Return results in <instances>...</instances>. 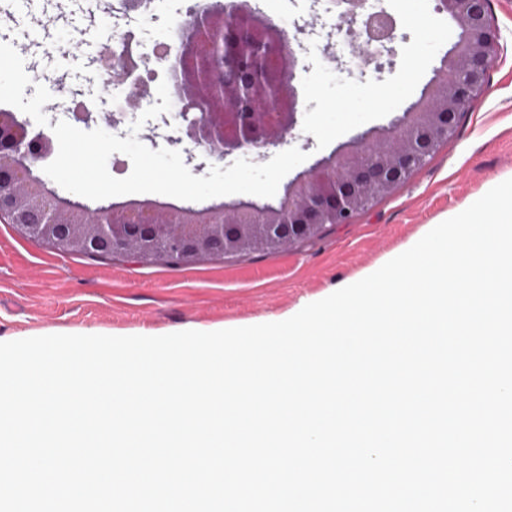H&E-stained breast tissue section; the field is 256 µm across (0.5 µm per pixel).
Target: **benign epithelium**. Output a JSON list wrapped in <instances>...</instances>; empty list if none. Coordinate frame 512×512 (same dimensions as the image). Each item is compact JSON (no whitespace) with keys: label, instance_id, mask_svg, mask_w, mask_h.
<instances>
[{"label":"benign epithelium","instance_id":"benign-epithelium-1","mask_svg":"<svg viewBox=\"0 0 512 512\" xmlns=\"http://www.w3.org/2000/svg\"><path fill=\"white\" fill-rule=\"evenodd\" d=\"M489 0H437L460 30L458 40L420 98L386 126L368 129L309 169L297 174L273 201L232 200L201 208L159 204L153 200L111 202L91 208L57 196L34 168L48 155L29 139L45 142L50 132H34L12 112H0V221L24 234L67 248L93 252L133 238L152 240L161 250L180 247L181 257L234 252L248 246L259 231L282 240L310 235L327 224H344L374 200L402 186L455 134L460 113L480 96L485 76L497 57V30L488 18ZM397 27L373 50L370 40L353 37L350 53L362 65L382 70L383 56L394 55ZM129 87L137 105L142 84L132 44L97 59ZM178 98L182 133L209 157L266 156L294 137L299 100L292 84L297 57L282 28L238 7L197 11L183 26L180 46L167 59ZM267 102L261 121L239 111V98ZM182 136V137H184ZM182 137H169L180 142Z\"/></svg>","mask_w":512,"mask_h":512}]
</instances>
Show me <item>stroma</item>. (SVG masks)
I'll return each instance as SVG.
<instances>
[{
  "label": "stroma",
  "instance_id": "35a3bbf8",
  "mask_svg": "<svg viewBox=\"0 0 512 512\" xmlns=\"http://www.w3.org/2000/svg\"><path fill=\"white\" fill-rule=\"evenodd\" d=\"M196 0H157L155 17L129 21L145 43L175 39ZM113 0H0V42L20 48L32 96L44 85L52 99L42 111L62 120L73 98L95 104L112 98L107 74L92 63L106 44ZM252 8L289 33L299 56L293 85L300 122L292 141L310 159L329 155L357 134L386 125L419 99L458 27L435 0H423L428 26L398 23L395 66L340 74L336 29L326 0H250ZM499 33L498 58L477 102L459 119L455 136L439 147L404 186L330 224L319 237L273 253L229 262L191 260L180 267L146 265L125 256L93 259L21 236L0 223V342L53 334L160 336L252 326L293 311L302 299L326 297L366 269L428 233L496 178L512 177V0H490ZM323 52L312 54V39ZM174 112L147 121L138 138L148 148H176L189 170L204 160L179 139Z\"/></svg>",
  "mask_w": 512,
  "mask_h": 512
}]
</instances>
